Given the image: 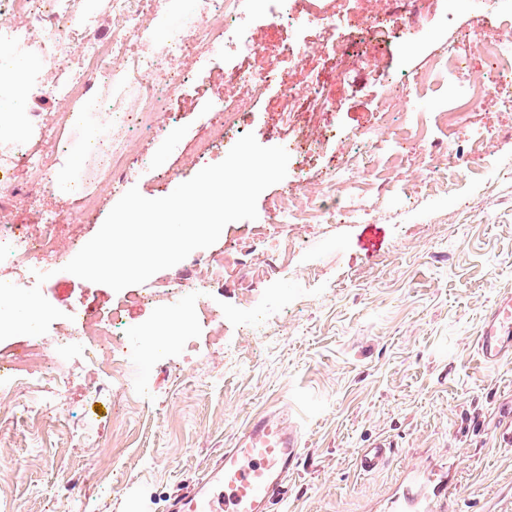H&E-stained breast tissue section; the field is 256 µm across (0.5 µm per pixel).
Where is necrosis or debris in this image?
<instances>
[{
  "label": "necrosis or debris",
  "mask_w": 512,
  "mask_h": 512,
  "mask_svg": "<svg viewBox=\"0 0 512 512\" xmlns=\"http://www.w3.org/2000/svg\"><path fill=\"white\" fill-rule=\"evenodd\" d=\"M139 2L110 0L112 16L121 21L122 27L105 36L101 33L98 15L90 11L77 12L75 0H7L8 11L17 14L19 20L0 24L1 49L35 56L41 70L46 72L56 69L67 39L79 35L84 39V63L69 70L49 88L52 97L63 104L57 126L32 125L28 137L14 140L9 151L0 153L1 197L13 193L8 174L22 165L34 174L33 195H40L43 189L50 187L55 171L53 159L66 147L63 134L71 128L78 112L87 109L94 86L110 87L117 97L124 96L127 89H135L131 106L113 109L112 119L120 123L134 120L145 126L152 125L158 95H174L185 82L180 64L190 48L203 50L219 46L239 31L242 20L249 14L263 13L276 21L294 17L293 0H222L221 13L208 14L191 23L154 53L134 54L130 51L131 43L152 36L151 28L141 20ZM465 46L462 40L449 43L446 55L429 69L430 74L443 75L453 84L450 103L439 113L438 123L451 131L461 126L468 129L467 156H460L453 149L448 152L445 170L453 176L462 172L465 157L480 155L488 138L487 131L471 120L477 103L492 92L499 96L503 106L512 109V30H505L501 38L480 47L495 65L497 81L456 85L455 80L466 60ZM354 141V148L327 172L319 190L301 196L287 191L272 200L270 208L280 226L319 224L333 214L344 221L355 222L367 215L369 199L356 191L357 176L368 168L372 159L397 157L398 142L378 138L369 128L359 130ZM61 222L60 216H52L43 232L35 237L17 232L15 225L1 224L0 240H9L10 247L0 256L10 260L12 267L26 270L47 255L70 261L80 245L76 242L66 247L58 244L56 233ZM123 318L124 313L119 309L104 319L95 312L83 311L73 318L70 333L58 337L55 344L78 347L86 361L109 366L120 380H127L123 364L114 362L108 355L109 350L121 342L112 329ZM10 366L14 380L0 387V392L11 395L15 410L30 417L55 412L54 400L34 391L37 382H58L64 378L61 363L53 359L44 342L38 338L32 340L25 357L11 359Z\"/></svg>",
  "instance_id": "4bbe7bcc"
}]
</instances>
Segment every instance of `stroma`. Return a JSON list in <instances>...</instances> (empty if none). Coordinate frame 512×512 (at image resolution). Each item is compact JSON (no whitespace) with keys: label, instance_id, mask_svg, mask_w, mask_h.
I'll return each instance as SVG.
<instances>
[{"label":"stroma","instance_id":"35a3bbf8","mask_svg":"<svg viewBox=\"0 0 512 512\" xmlns=\"http://www.w3.org/2000/svg\"><path fill=\"white\" fill-rule=\"evenodd\" d=\"M336 25L295 27L260 15L240 32L254 47L192 53L186 81L160 108L152 129L114 125L110 113H92L88 127L68 131L69 152L58 172L80 173L100 197L96 210L76 217L90 240L124 190L146 198L167 196L202 168L221 162L228 146L194 156L196 140L222 121L225 97L251 103L241 130L264 146H287L307 134L306 101L289 103L283 91H303L334 65L333 51L354 50L357 65L328 84L319 120L327 132L314 150L291 154L284 180L264 190L258 217L227 224L205 248L210 313L189 302L188 323L174 339L144 356L146 334L171 310L166 296L141 305L133 295L177 281L185 263L155 273L147 284L121 291L40 262L49 277L42 293L61 319L50 334L68 331L73 308L125 307L119 333L125 348L114 358L133 360L138 383L108 382L97 367L60 353L70 372L61 392L62 421L16 418L0 407V512H169L178 489L202 478L247 421L287 407L304 434V463L290 475L279 512H386L403 474L419 467L444 478L448 512H512V359L483 365L475 341L497 298L512 293V109L486 96L473 119L489 131L471 170L439 190L430 189L432 160L407 144L391 176L415 197L385 200L367 220L300 224L280 232L271 197L299 182L319 185L342 145L358 130L377 126L386 86L427 69L448 39L471 31L466 80L488 70L477 43L498 39L507 12H487L481 0H429L423 21L407 32L394 0H324ZM368 18L386 25L383 42H363ZM305 53L293 57L287 47ZM273 76L266 94L224 82L225 71ZM447 89L407 96L395 122L413 113L435 143L462 146L463 132L435 126ZM130 141L138 165L122 188L103 179L95 157L80 147L86 137ZM16 190L0 198V223L38 235L46 217L73 210L65 188L32 199L28 168L14 172ZM264 263L274 270L254 288L239 269ZM192 342L186 352L184 342ZM111 384L94 396V387ZM393 441L396 452L376 473L354 462L360 449Z\"/></svg>","mask_w":512,"mask_h":512}]
</instances>
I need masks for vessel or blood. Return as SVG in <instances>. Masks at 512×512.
Here are the masks:
<instances>
[{"mask_svg": "<svg viewBox=\"0 0 512 512\" xmlns=\"http://www.w3.org/2000/svg\"><path fill=\"white\" fill-rule=\"evenodd\" d=\"M482 363L495 366L512 357V294L501 295L476 339ZM393 445L379 441L360 449V471L374 473L387 463ZM303 437L287 409L252 417L215 463L208 480L180 489L174 512H275L288 497V475L303 461ZM446 486L420 469L408 470L390 501L389 512H444Z\"/></svg>", "mask_w": 512, "mask_h": 512, "instance_id": "vessel-or-blood-1", "label": "vessel or blood"}]
</instances>
